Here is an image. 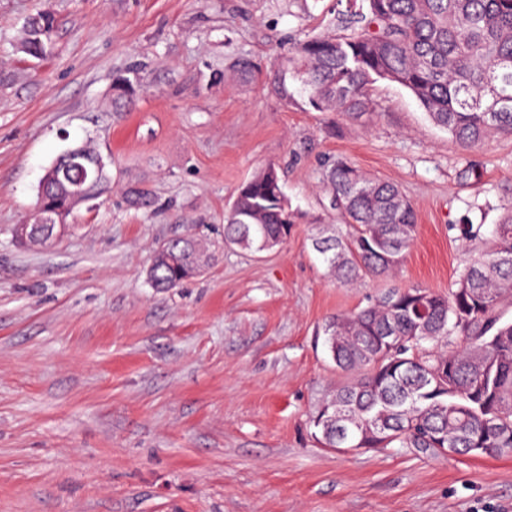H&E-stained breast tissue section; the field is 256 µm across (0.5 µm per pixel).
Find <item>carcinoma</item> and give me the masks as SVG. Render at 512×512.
Wrapping results in <instances>:
<instances>
[{"label": "carcinoma", "instance_id": "obj_1", "mask_svg": "<svg viewBox=\"0 0 512 512\" xmlns=\"http://www.w3.org/2000/svg\"><path fill=\"white\" fill-rule=\"evenodd\" d=\"M55 17H31L19 49L42 57ZM379 80L410 91L434 125L462 147L494 133L512 135V0H349L332 28L299 40L275 63L273 91L319 112L358 116ZM137 86L113 82V108L130 109ZM332 209L348 227L325 226L311 240L327 275L347 285L385 278L414 244L412 203L389 181L370 178L343 158L324 177ZM137 209L153 203L142 188L126 192ZM37 203L68 208L66 183ZM294 215L279 168L268 164L234 193L224 213V247L270 251L291 235ZM205 245L179 236L153 250L148 269L158 290L200 275ZM512 204L487 247L470 255L451 288L437 293L394 288L375 303L327 320L324 345L350 375L312 417L327 448H412L438 456L512 455Z\"/></svg>", "mask_w": 512, "mask_h": 512}]
</instances>
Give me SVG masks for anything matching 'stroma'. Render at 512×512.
I'll use <instances>...</instances> for the list:
<instances>
[{"label": "stroma", "mask_w": 512, "mask_h": 512, "mask_svg": "<svg viewBox=\"0 0 512 512\" xmlns=\"http://www.w3.org/2000/svg\"><path fill=\"white\" fill-rule=\"evenodd\" d=\"M342 0H0V512H512V457L409 448L340 452L309 424L344 380L322 326L394 287L447 291L512 204V136L469 149L381 80L359 117L272 92L268 70ZM56 19L47 54L17 42ZM262 72L243 81L236 57ZM136 70L131 111L114 78ZM93 141L112 189L49 248L13 238L46 169ZM344 158L399 185L417 215L396 276L342 286L311 246L341 224L322 173ZM273 163L298 219L269 253L224 250V208ZM468 177H461L462 168ZM150 191L148 210L124 192ZM216 242L202 277L167 292L153 247ZM54 28L55 17L49 12L31 17L24 27L19 49L33 58L40 59L46 53Z\"/></svg>", "instance_id": "stroma-1"}]
</instances>
